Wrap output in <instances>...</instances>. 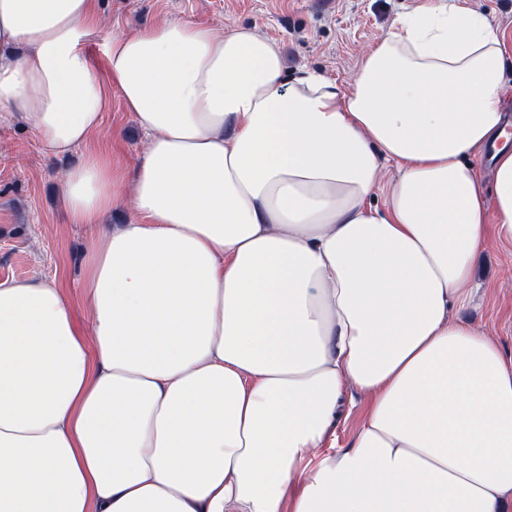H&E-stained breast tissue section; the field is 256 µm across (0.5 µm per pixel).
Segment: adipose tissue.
Wrapping results in <instances>:
<instances>
[{"instance_id":"ef3b65f1","label":"adipose tissue","mask_w":512,"mask_h":512,"mask_svg":"<svg viewBox=\"0 0 512 512\" xmlns=\"http://www.w3.org/2000/svg\"><path fill=\"white\" fill-rule=\"evenodd\" d=\"M503 83L457 0L398 15L347 87L254 27L115 36L93 0H0V112L61 155L116 92L149 136L131 174L91 151L61 184L97 231L90 328L54 283L0 282V512H503L512 355L451 318L512 244ZM133 190V184L129 179L120 185L117 197L112 203V214L110 216L112 225L128 223L131 214L129 204ZM365 403V395L355 386L349 384L345 386L342 404L336 418V427L334 429L333 451L348 448L353 443L357 432L358 414L357 408Z\"/></svg>"}]
</instances>
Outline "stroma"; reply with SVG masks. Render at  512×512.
I'll return each mask as SVG.
<instances>
[{"mask_svg":"<svg viewBox=\"0 0 512 512\" xmlns=\"http://www.w3.org/2000/svg\"><path fill=\"white\" fill-rule=\"evenodd\" d=\"M425 0H95L101 24L119 33L130 25L193 20L215 27L255 26L275 39L289 74L319 71L348 84L365 53L384 38L393 20ZM481 11L505 46L502 101L512 104V0H459ZM148 137L113 95L102 129L89 145L63 156L48 154L22 114L0 117V281L32 278L53 281L72 304L74 318L89 326L85 310L84 255L93 233L69 223L59 186L67 170L88 151L110 154L130 169L145 151ZM455 320L481 326L512 354V245L488 244L475 259L469 303ZM365 396L346 385L336 418L334 446L350 447Z\"/></svg>","mask_w":512,"mask_h":512,"instance_id":"1","label":"stroma"}]
</instances>
